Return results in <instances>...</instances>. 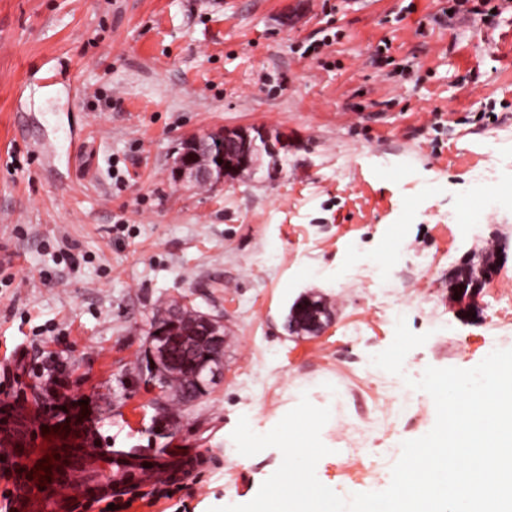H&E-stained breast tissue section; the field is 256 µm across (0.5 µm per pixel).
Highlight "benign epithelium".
Listing matches in <instances>:
<instances>
[{"label":"benign epithelium","mask_w":512,"mask_h":512,"mask_svg":"<svg viewBox=\"0 0 512 512\" xmlns=\"http://www.w3.org/2000/svg\"><path fill=\"white\" fill-rule=\"evenodd\" d=\"M209 138L224 143V156L219 160L218 172L214 171L209 157L201 150L202 143ZM296 145L294 137L282 131L273 132L261 127L224 128L187 140L175 160V171L180 179L190 183L230 182L255 164L258 151H265L271 158V169L275 170L280 153H286ZM505 249L506 245L502 244L495 255L484 256L477 262L472 257L464 258L448 273V286L452 293L458 294L464 317L470 318L472 314L479 313L480 293L496 276L498 259ZM328 316L326 306L309 301L294 309L291 329L299 333H316ZM200 324L202 329L192 331L181 327L174 315L155 320L147 350L151 372L155 374L160 369H172L183 358L190 357L205 386L215 383L221 367L211 365L216 355L207 351L205 341L217 342L224 324L208 315L201 317Z\"/></svg>","instance_id":"7a95c632"}]
</instances>
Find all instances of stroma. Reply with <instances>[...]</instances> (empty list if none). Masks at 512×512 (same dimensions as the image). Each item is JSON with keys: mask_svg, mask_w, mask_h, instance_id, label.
Here are the masks:
<instances>
[{"mask_svg": "<svg viewBox=\"0 0 512 512\" xmlns=\"http://www.w3.org/2000/svg\"><path fill=\"white\" fill-rule=\"evenodd\" d=\"M448 0H0V402L47 403L44 369L87 401L94 447L202 465L134 487L112 512H209L244 504L280 466L269 447L239 458L240 417L269 432L308 394L332 415L317 476L337 493L357 453L428 433L431 397L411 426L375 417L373 355L405 318L427 342L406 374L468 369L512 333V18L434 23ZM499 121L483 125L486 103ZM264 126L298 148L234 181H179L186 139ZM498 178L483 186L479 172ZM507 256L477 320L456 314L448 272L471 254ZM322 296L321 333L286 317ZM224 321L223 375L191 403L147 382L155 315L175 301Z\"/></svg>", "mask_w": 512, "mask_h": 512, "instance_id": "obj_1", "label": "stroma"}]
</instances>
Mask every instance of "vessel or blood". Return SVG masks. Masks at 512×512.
I'll return each instance as SVG.
<instances>
[{
    "mask_svg": "<svg viewBox=\"0 0 512 512\" xmlns=\"http://www.w3.org/2000/svg\"><path fill=\"white\" fill-rule=\"evenodd\" d=\"M0 453L23 459L14 484V512H69L73 503L63 490L77 486L89 499L121 496L128 485L152 486L162 481L163 467L156 459L108 448H60L45 482L35 481L39 452L30 448L21 416L0 422Z\"/></svg>",
    "mask_w": 512,
    "mask_h": 512,
    "instance_id": "b4317fda",
    "label": "vessel or blood"
}]
</instances>
